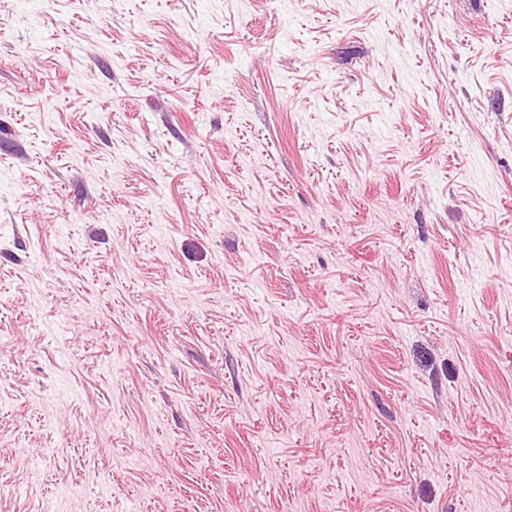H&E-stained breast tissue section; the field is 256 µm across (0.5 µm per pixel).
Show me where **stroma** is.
Listing matches in <instances>:
<instances>
[{"mask_svg":"<svg viewBox=\"0 0 512 512\" xmlns=\"http://www.w3.org/2000/svg\"><path fill=\"white\" fill-rule=\"evenodd\" d=\"M0 512H512V0H0Z\"/></svg>","mask_w":512,"mask_h":512,"instance_id":"35a3bbf8","label":"stroma"}]
</instances>
